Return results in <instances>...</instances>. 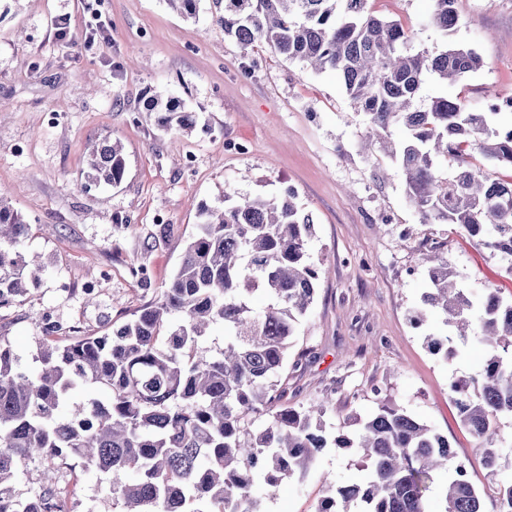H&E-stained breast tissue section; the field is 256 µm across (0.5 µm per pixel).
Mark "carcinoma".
Here are the masks:
<instances>
[{"label": "carcinoma", "mask_w": 512, "mask_h": 512, "mask_svg": "<svg viewBox=\"0 0 512 512\" xmlns=\"http://www.w3.org/2000/svg\"><path fill=\"white\" fill-rule=\"evenodd\" d=\"M369 0H213L224 35L248 47L264 41L290 61L342 81L369 138L398 165L406 195L424 224H456L506 263L512 276V125L495 122L501 106L468 109L457 97L426 102L429 79L452 85L482 66L476 49L446 45L417 51L404 27L374 15ZM428 23L443 35L459 21L452 0H432ZM145 111L164 127L193 124L174 97L152 95ZM402 132L394 142V130ZM479 154L506 175L473 164ZM456 163L445 175L442 161ZM89 181L117 185L126 161L117 141L89 152ZM288 190L276 198L244 197L233 205L198 208L199 222L177 269L152 302L100 336L52 339L40 325L35 367L24 368L0 341V512H69L45 476L42 492H11L26 458H77L108 474L125 512H263L289 477H303L321 450L358 448L362 481L323 498L317 512H429L427 493L448 476L441 512H485L483 498L455 461L447 438L405 409L382 405L354 437L326 435L329 399L312 407L285 403L288 348L310 309L319 280L308 244L310 215ZM30 225L0 196V308L40 282L44 264L22 244ZM425 305L446 330L428 346L449 359L473 341L486 351L476 375L451 383L461 422L478 440L483 465L498 471L497 422L512 416V302L494 288L473 294L459 285L448 258L425 257ZM267 301L262 310L258 299ZM224 326V348L202 347L211 326ZM88 392L77 413L63 409ZM494 512H512V481L497 487Z\"/></svg>", "instance_id": "obj_1"}]
</instances>
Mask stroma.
I'll list each match as a JSON object with an SVG mask.
<instances>
[{"label": "stroma", "instance_id": "1", "mask_svg": "<svg viewBox=\"0 0 512 512\" xmlns=\"http://www.w3.org/2000/svg\"><path fill=\"white\" fill-rule=\"evenodd\" d=\"M374 15L399 21L415 48L452 42L475 48L481 70L452 89L430 80L426 97L451 92L469 108L512 97V0H458L449 35L426 24L431 0H371ZM167 0H0V192L31 225L26 248L48 262L40 285L0 308V339L22 366L42 335L33 317L83 334L122 325L177 268L202 203L225 193L277 196L293 190L312 215L309 250L320 263L316 297L289 350L288 402L330 398L329 433L384 403L403 406L470 458V481L493 502L512 478V446L489 475L476 438L448 397L450 383L476 373L483 352L451 360L428 348L438 315L410 320L428 286L423 253L442 247L464 287L512 299L499 258L454 224H425L402 177L336 75L288 61L263 42L241 47L212 20ZM67 35L55 36L60 17ZM173 91L194 116L172 133L144 111L146 97ZM123 146L115 186L89 183L85 155L103 136ZM356 450L324 449L304 479L282 482L265 512H315L329 490L359 481ZM70 512H125L109 475L73 461L57 473Z\"/></svg>", "mask_w": 512, "mask_h": 512}]
</instances>
